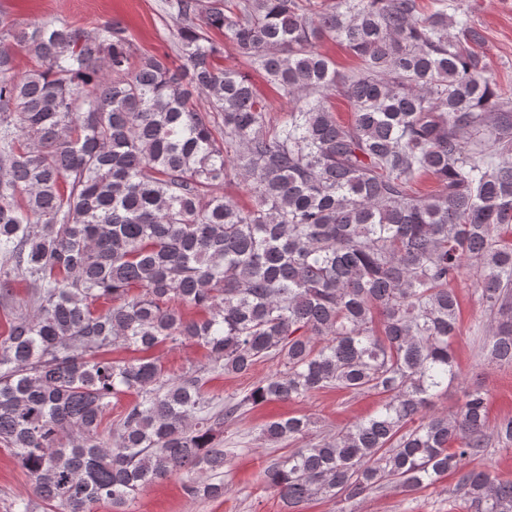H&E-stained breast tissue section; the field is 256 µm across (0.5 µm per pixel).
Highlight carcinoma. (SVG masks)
<instances>
[{
    "mask_svg": "<svg viewBox=\"0 0 512 512\" xmlns=\"http://www.w3.org/2000/svg\"><path fill=\"white\" fill-rule=\"evenodd\" d=\"M180 64L134 58L126 28L0 17V445L33 498L14 512H129L183 472L194 499L224 495L216 442L247 406L334 387L380 408L265 466L296 509L347 504L448 473L469 512H512V482L476 465L512 447L486 392L429 412L457 379L454 283L476 278L489 335L512 366V86L489 73L483 35L456 0H165ZM224 32L288 97L282 121L242 72L221 67ZM338 40L350 75L318 52ZM32 61L14 75V51ZM346 98L352 119L330 111ZM440 184L421 195L415 179ZM249 186L239 207L225 189ZM30 287L18 298L13 284ZM104 300L111 306L98 309ZM186 309L201 312L189 316ZM141 351L196 344L226 373L281 369L215 410L200 369L168 375ZM134 396L117 423L112 399ZM311 420L263 426L270 442Z\"/></svg>",
    "mask_w": 512,
    "mask_h": 512,
    "instance_id": "cac0c4a2",
    "label": "carcinoma"
}]
</instances>
